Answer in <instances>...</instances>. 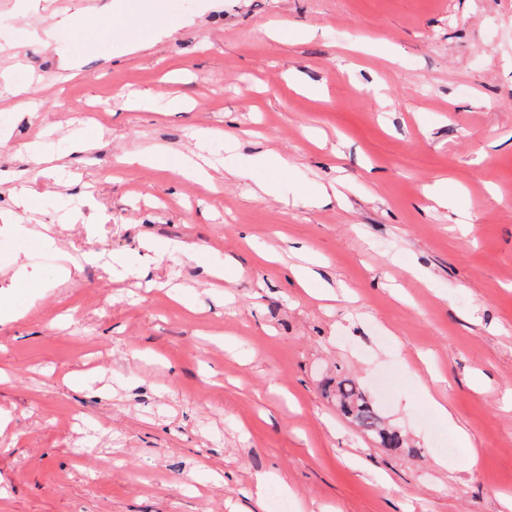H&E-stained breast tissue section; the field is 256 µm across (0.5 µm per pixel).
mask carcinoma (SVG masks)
<instances>
[{"mask_svg":"<svg viewBox=\"0 0 512 512\" xmlns=\"http://www.w3.org/2000/svg\"><path fill=\"white\" fill-rule=\"evenodd\" d=\"M336 404L344 415L363 433L373 436L381 447L388 450L402 447L401 434L382 424L380 415L352 379L343 377L336 381Z\"/></svg>","mask_w":512,"mask_h":512,"instance_id":"cac0c4a2","label":"carcinoma"}]
</instances>
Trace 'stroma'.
<instances>
[{
    "label": "stroma",
    "instance_id": "35a3bbf8",
    "mask_svg": "<svg viewBox=\"0 0 512 512\" xmlns=\"http://www.w3.org/2000/svg\"><path fill=\"white\" fill-rule=\"evenodd\" d=\"M107 2L31 0L26 38L0 0V75L32 87L29 110L0 99V296L19 271L40 283L0 323V512H512V0H163L169 34L101 18L78 44L113 27L138 47L69 75L53 12ZM174 95L186 109L165 111ZM82 122L98 145L73 155ZM203 129L212 186L121 162L197 154ZM268 148L291 189L334 179L341 200L286 206L225 178ZM441 177L466 223L423 212ZM301 248L356 302L288 284ZM265 249L280 262L255 265ZM113 254L148 262L154 288L111 278ZM218 258L238 270L212 276ZM340 376L403 448L342 414Z\"/></svg>",
    "mask_w": 512,
    "mask_h": 512
}]
</instances>
